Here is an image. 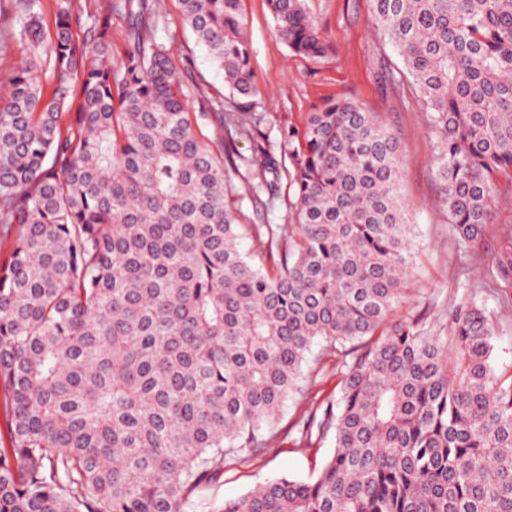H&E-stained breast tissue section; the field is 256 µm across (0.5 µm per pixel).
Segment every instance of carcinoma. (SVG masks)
<instances>
[{
  "mask_svg": "<svg viewBox=\"0 0 512 512\" xmlns=\"http://www.w3.org/2000/svg\"><path fill=\"white\" fill-rule=\"evenodd\" d=\"M267 2L293 53H335L305 0ZM180 3L230 112L158 40L159 0L94 13L0 0L25 57L0 80V512H185L270 447L317 343L344 358L340 395L302 437L332 433L334 452L316 475L269 480L218 512H512V375L492 364L496 329L475 305L456 308L451 362L447 340L394 319L412 228L396 133L351 98L323 100L287 133L301 140L288 171L297 223L254 226L246 256L231 147L202 140L189 115L195 98L218 131H256L241 0ZM369 23L398 57L383 63L386 86L413 88L437 138L440 203L473 255L499 177L512 179V0H371ZM274 167L257 144L251 195L276 193ZM508 240L487 288H512Z\"/></svg>",
  "mask_w": 512,
  "mask_h": 512,
  "instance_id": "cac0c4a2",
  "label": "carcinoma"
}]
</instances>
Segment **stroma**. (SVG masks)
Segmentation results:
<instances>
[{"mask_svg":"<svg viewBox=\"0 0 512 512\" xmlns=\"http://www.w3.org/2000/svg\"><path fill=\"white\" fill-rule=\"evenodd\" d=\"M158 35L170 42L176 57L189 61L185 81L202 83L208 97L233 98L224 76L208 60L181 23L179 0H160ZM311 16L336 52L321 62L294 54L276 34L267 0H242L241 10L253 47L251 60L261 95L256 110L260 128L277 169L275 198L267 194L238 200L245 224H291L294 197L288 188V128L302 129L315 105L329 97H350L400 140L401 186L413 224L412 267L396 317L418 320L434 336L449 333L448 317L459 305L476 304L497 331L492 362L497 372L512 373V307L502 306L494 292L477 291L512 227V179L501 177L502 194L477 255H464L450 231L448 216L437 203L440 193L433 156L436 141L413 95L399 97L382 79L390 46L378 43L368 25L369 0H306ZM342 375L335 356L314 348L297 391L285 401L270 431L272 447L246 455L223 477L197 490L186 512H215L224 501L246 494L257 483L275 478L307 479L332 454L333 437L299 441L298 425L314 406L336 400Z\"/></svg>","mask_w":512,"mask_h":512,"instance_id":"35a3bbf8","label":"stroma"}]
</instances>
